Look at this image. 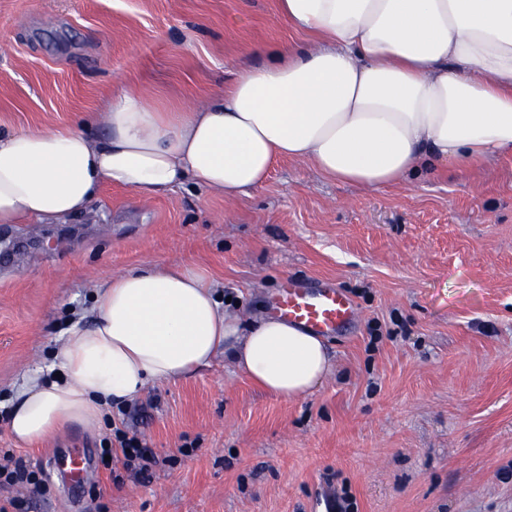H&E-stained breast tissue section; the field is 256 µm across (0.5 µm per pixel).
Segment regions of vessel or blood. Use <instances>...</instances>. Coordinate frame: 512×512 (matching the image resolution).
I'll return each instance as SVG.
<instances>
[{
    "label": "vessel or blood",
    "mask_w": 512,
    "mask_h": 512,
    "mask_svg": "<svg viewBox=\"0 0 512 512\" xmlns=\"http://www.w3.org/2000/svg\"><path fill=\"white\" fill-rule=\"evenodd\" d=\"M272 315L298 325L315 336H333L355 320L356 307L335 285H304L286 281L268 302Z\"/></svg>",
    "instance_id": "1"
}]
</instances>
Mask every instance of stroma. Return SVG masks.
Segmentation results:
<instances>
[{
    "label": "stroma",
    "instance_id": "35a3bbf8",
    "mask_svg": "<svg viewBox=\"0 0 512 512\" xmlns=\"http://www.w3.org/2000/svg\"><path fill=\"white\" fill-rule=\"evenodd\" d=\"M279 0H0V130H50L120 92L163 112L207 103L256 50L307 46ZM0 249V448L38 464L88 449L81 484L0 487L5 512H512V154L385 188L276 160L228 198L196 182L155 197L113 184L87 209L7 229ZM184 264L218 301L266 314L286 278L330 280L358 316L325 340L331 372L284 399L224 356L106 408L101 430L15 444L9 401L50 364L96 287ZM164 465L147 480L100 460L113 425ZM120 481H113V474Z\"/></svg>",
    "mask_w": 512,
    "mask_h": 512
}]
</instances>
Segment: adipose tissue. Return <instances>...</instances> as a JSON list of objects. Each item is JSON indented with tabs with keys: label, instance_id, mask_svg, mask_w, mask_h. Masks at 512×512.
I'll return each mask as SVG.
<instances>
[{
	"label": "adipose tissue",
	"instance_id": "obj_1",
	"mask_svg": "<svg viewBox=\"0 0 512 512\" xmlns=\"http://www.w3.org/2000/svg\"><path fill=\"white\" fill-rule=\"evenodd\" d=\"M279 4L318 44L241 65L206 105L166 114L123 93L72 126L0 132V223L78 213L105 182L152 197L192 178L234 197L278 156L382 187L512 152V0ZM222 351L286 399L330 372L320 338L222 308L193 269L145 267L98 288L92 324L67 328L57 373L24 384L8 432L32 447L74 424L98 429L105 406L183 380Z\"/></svg>",
	"mask_w": 512,
	"mask_h": 512
}]
</instances>
